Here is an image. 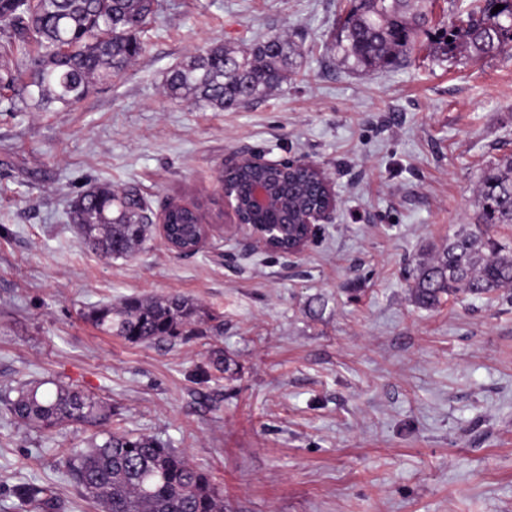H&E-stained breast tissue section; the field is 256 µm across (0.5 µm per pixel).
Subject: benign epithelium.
<instances>
[{
	"mask_svg": "<svg viewBox=\"0 0 512 512\" xmlns=\"http://www.w3.org/2000/svg\"><path fill=\"white\" fill-rule=\"evenodd\" d=\"M261 169L274 172L290 173L294 170H308L316 175L317 180L323 186V203L317 207L309 208L298 218L288 220V208L286 200L272 182L266 179L252 181L243 199H238L237 194L228 186L227 181H222L225 203L230 210V224L225 226L230 232H242L250 244L259 249L273 251L275 245L288 239V224L302 225L303 234L284 254L288 256L299 255L304 252L308 243L315 237L319 226L329 223L336 211V195L331 182L324 172L312 162L304 158H288L270 160L262 154H238L224 161L222 171L229 172L234 169ZM251 214H264L279 219L272 224H253L241 219L240 210ZM159 236L169 251L176 255H188L190 251L182 249L171 243L167 236V224L164 215H159L156 221Z\"/></svg>",
	"mask_w": 512,
	"mask_h": 512,
	"instance_id": "obj_1",
	"label": "benign epithelium"
}]
</instances>
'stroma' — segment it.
I'll list each match as a JSON object with an SVG mask.
<instances>
[{
	"instance_id": "1",
	"label": "stroma",
	"mask_w": 512,
	"mask_h": 512,
	"mask_svg": "<svg viewBox=\"0 0 512 512\" xmlns=\"http://www.w3.org/2000/svg\"><path fill=\"white\" fill-rule=\"evenodd\" d=\"M466 3L435 0L410 65L354 71L333 48L346 0H162L111 83L46 111L0 100V392L50 379L107 399L112 429L186 453L226 512H512V288L432 309L411 294L418 263L474 222L482 169L512 154V50L439 59ZM272 32L297 48L288 85L224 112L165 93L195 50ZM251 151L332 183L333 219L300 255L218 233L178 256L155 233L111 260L67 220L107 184L150 215L178 200L223 223L218 172ZM173 295L222 335L132 344L84 317ZM85 444L0 416V512L24 477L54 512H94L63 476L64 449Z\"/></svg>"
}]
</instances>
